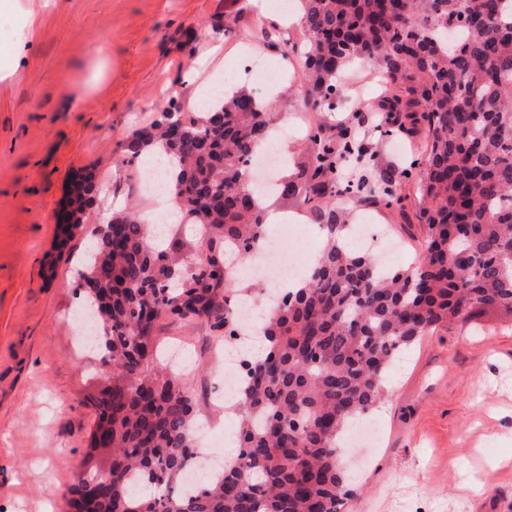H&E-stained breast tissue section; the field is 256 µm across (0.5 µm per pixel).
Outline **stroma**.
<instances>
[{
	"label": "stroma",
	"mask_w": 512,
	"mask_h": 512,
	"mask_svg": "<svg viewBox=\"0 0 512 512\" xmlns=\"http://www.w3.org/2000/svg\"><path fill=\"white\" fill-rule=\"evenodd\" d=\"M281 20L253 0H16L0 16V512H62L83 459H110L89 448L87 401L113 372L81 346L77 319L79 259L93 226L64 240L56 225L73 181L90 172L116 204L149 216L169 209L170 199L143 191L142 165H123V144L225 69H238L236 87L254 89L242 44L271 64L273 120L288 125L278 147L297 158L310 127L328 137L351 131L371 178L399 177L403 200L387 207L340 195L337 209L349 224L371 216V248L389 253V266L419 256L412 168L426 156L425 132L358 127L357 113L379 111L395 93L370 63L339 74L331 111L304 107L301 54L277 64L278 49L260 35ZM156 334L188 365L204 424L198 445L220 437V455L236 456L237 421L213 404L223 395L219 332L204 319L164 318ZM371 420L378 439L350 449L365 466L340 512H512V315L487 309L423 337L398 357Z\"/></svg>",
	"instance_id": "1"
}]
</instances>
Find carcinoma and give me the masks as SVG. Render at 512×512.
<instances>
[{"mask_svg":"<svg viewBox=\"0 0 512 512\" xmlns=\"http://www.w3.org/2000/svg\"><path fill=\"white\" fill-rule=\"evenodd\" d=\"M306 41L303 83L331 106L336 79L353 60L373 63L428 126L417 181L426 235L418 261L386 270L351 249L336 195L374 196L365 183L336 187L337 165L358 163L359 146L312 129L303 181L279 179V197L298 198L326 244L298 289L270 297L265 353L247 364L240 388L238 454L220 474L186 491L203 459L191 430L192 391L159 370L161 317L206 318L234 336L239 292L217 244L247 259L266 234L265 210L249 165L267 143L272 107L245 91L216 97L205 112L172 102L123 146L133 163L156 147L173 158L168 194L183 224L204 229L200 256L184 264V243L157 237L137 210L96 226L79 272L86 302L99 299L97 341L117 379L90 401L111 426L112 477L76 475L68 508L84 512H339L347 483L339 437L380 402L398 355L424 335L478 308L512 313V0H297ZM85 214L94 176L76 183Z\"/></svg>","mask_w":512,"mask_h":512,"instance_id":"carcinoma-1","label":"carcinoma"}]
</instances>
